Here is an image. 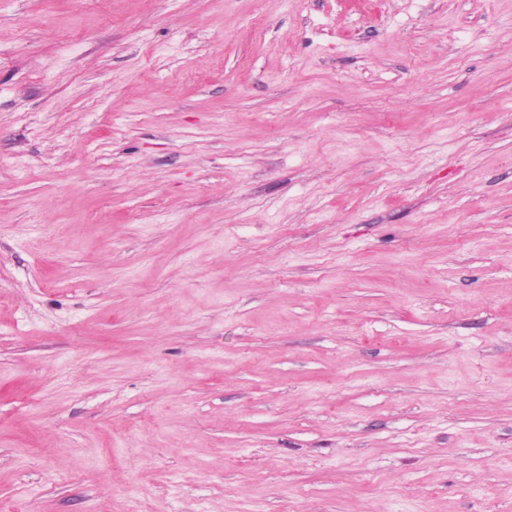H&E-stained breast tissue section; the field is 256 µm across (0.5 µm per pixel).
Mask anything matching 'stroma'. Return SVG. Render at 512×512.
Instances as JSON below:
<instances>
[{
	"label": "stroma",
	"mask_w": 512,
	"mask_h": 512,
	"mask_svg": "<svg viewBox=\"0 0 512 512\" xmlns=\"http://www.w3.org/2000/svg\"><path fill=\"white\" fill-rule=\"evenodd\" d=\"M0 512H512V0H0Z\"/></svg>",
	"instance_id": "stroma-1"
}]
</instances>
